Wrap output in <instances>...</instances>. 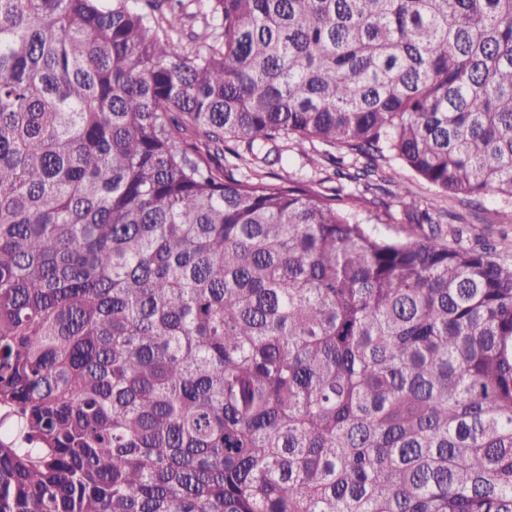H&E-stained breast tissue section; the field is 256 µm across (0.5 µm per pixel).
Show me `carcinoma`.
I'll return each instance as SVG.
<instances>
[{"instance_id": "1", "label": "carcinoma", "mask_w": 512, "mask_h": 512, "mask_svg": "<svg viewBox=\"0 0 512 512\" xmlns=\"http://www.w3.org/2000/svg\"><path fill=\"white\" fill-rule=\"evenodd\" d=\"M198 3L0 0V512H512V262L208 163L512 199V0ZM283 153V169L281 165L267 167L262 172H270L283 177L291 176L309 181L318 191L334 195L336 190L343 189L341 195L349 192V183L346 179L338 178L335 174V167L328 164L323 156L329 148L318 142L307 144L305 153L294 148L293 144H281Z\"/></svg>"}]
</instances>
